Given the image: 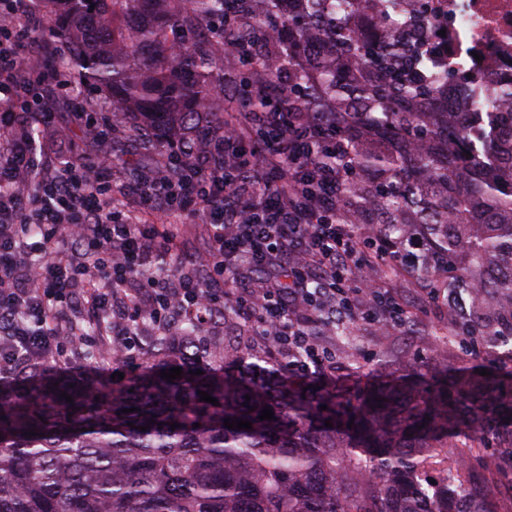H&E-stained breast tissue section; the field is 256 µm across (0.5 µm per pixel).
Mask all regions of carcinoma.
Masks as SVG:
<instances>
[{
  "instance_id": "obj_1",
  "label": "carcinoma",
  "mask_w": 512,
  "mask_h": 512,
  "mask_svg": "<svg viewBox=\"0 0 512 512\" xmlns=\"http://www.w3.org/2000/svg\"><path fill=\"white\" fill-rule=\"evenodd\" d=\"M39 2L78 84L111 100L113 121L148 137L149 151L224 124L212 105L224 57L196 38L201 28L255 59L238 91L247 108L268 106L251 87L288 71L285 111L331 113L336 140L350 142L320 162L374 178L345 185L338 222L355 224L376 204L396 235L427 225L448 253L471 258L459 283L512 302V123L498 121L491 91L478 107L492 137L469 156L451 151L466 134L438 111L441 80L421 47L367 15L368 0H285L283 13L280 0ZM339 7L351 21L337 20ZM267 44L274 56L255 54ZM142 355L122 380L72 378L45 362L0 384V512H496L491 491L470 493L444 448L460 428L479 448L489 422L512 420V369L458 370L430 389L320 388L313 374L279 379L243 336L230 349L205 345L194 317L176 338L151 337ZM202 364L211 371L194 374ZM173 367L181 378L168 382L160 372ZM266 407L274 419L261 421ZM437 458L444 476L433 486Z\"/></svg>"
}]
</instances>
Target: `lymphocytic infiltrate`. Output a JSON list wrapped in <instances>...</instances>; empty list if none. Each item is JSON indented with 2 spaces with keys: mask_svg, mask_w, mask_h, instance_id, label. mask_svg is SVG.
I'll return each mask as SVG.
<instances>
[{
  "mask_svg": "<svg viewBox=\"0 0 512 512\" xmlns=\"http://www.w3.org/2000/svg\"><path fill=\"white\" fill-rule=\"evenodd\" d=\"M36 29L22 0H0V375L31 362L66 366L93 349L75 319L121 316L119 353L133 328H162L174 309L217 313L232 304L248 340L289 374H323L336 353L323 329L371 319L405 328L413 313L393 280L427 264L450 272L423 226L392 235L387 225L358 228L336 221L346 171L320 164L314 121L279 112H246L204 145L185 143L175 177L165 163L141 194V215L193 207L205 217L209 247L191 267L172 271L181 240L161 224L124 214L102 198L94 166L36 162L24 130L42 121L31 86L37 69L17 53ZM277 134L285 147L259 156L260 172L225 145ZM154 268L151 279L142 270Z\"/></svg>",
  "mask_w": 512,
  "mask_h": 512,
  "instance_id": "obj_1",
  "label": "lymphocytic infiltrate"
}]
</instances>
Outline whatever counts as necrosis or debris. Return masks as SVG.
<instances>
[{"label":"necrosis or debris","mask_w":512,"mask_h":512,"mask_svg":"<svg viewBox=\"0 0 512 512\" xmlns=\"http://www.w3.org/2000/svg\"><path fill=\"white\" fill-rule=\"evenodd\" d=\"M392 31L423 44L432 72L448 75V109L471 140L487 129L474 116L488 88L512 92V0H373Z\"/></svg>","instance_id":"necrosis-or-debris-1"}]
</instances>
